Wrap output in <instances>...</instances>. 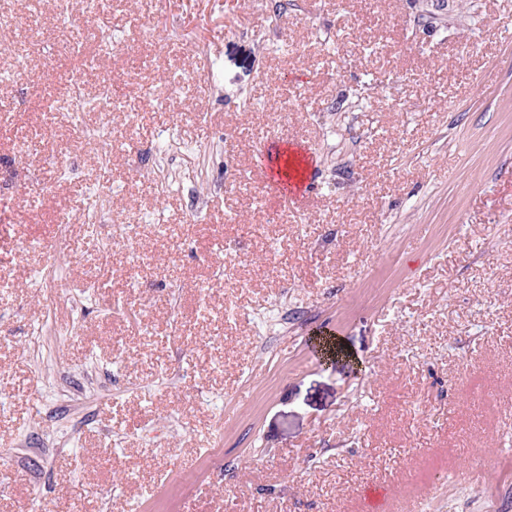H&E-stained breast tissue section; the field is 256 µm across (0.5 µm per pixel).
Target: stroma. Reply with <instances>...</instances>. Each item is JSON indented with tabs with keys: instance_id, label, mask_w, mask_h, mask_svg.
I'll return each instance as SVG.
<instances>
[{
	"instance_id": "obj_1",
	"label": "stroma",
	"mask_w": 512,
	"mask_h": 512,
	"mask_svg": "<svg viewBox=\"0 0 512 512\" xmlns=\"http://www.w3.org/2000/svg\"><path fill=\"white\" fill-rule=\"evenodd\" d=\"M2 103L0 512H512V0H0ZM291 149L300 150V154L305 155L304 161L308 163L307 166L298 167L297 171L287 172L285 162L288 159V155L285 153L288 151V148H277L276 160H279L280 154H284L280 162V173L276 172V167L274 168V171L271 170L273 167L268 159L265 168H263L266 174L269 193L280 199L305 195L308 187L309 171L312 166V159L305 149L297 146H292ZM283 172H286L287 175L283 174Z\"/></svg>"
}]
</instances>
